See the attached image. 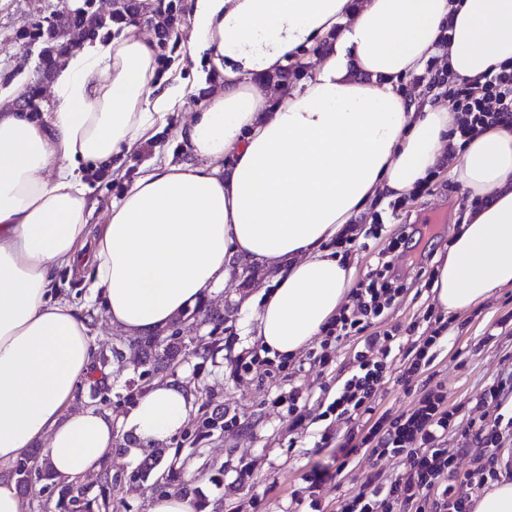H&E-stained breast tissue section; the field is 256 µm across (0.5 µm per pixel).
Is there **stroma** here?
<instances>
[{"label": "stroma", "instance_id": "35a3bbf8", "mask_svg": "<svg viewBox=\"0 0 512 512\" xmlns=\"http://www.w3.org/2000/svg\"><path fill=\"white\" fill-rule=\"evenodd\" d=\"M176 2L177 33L162 48L165 64L158 67L157 77L168 83L182 80V104L167 127L123 158L119 167L100 178L88 176L90 196L96 203L94 223H105L113 201L142 170L189 159L173 129L197 110L202 89L215 72L208 56L193 52L189 45L191 0ZM64 5V0H0V90L15 82L35 89L41 111L52 100V81L41 76L45 43L39 33ZM469 204L441 168L432 173L427 193L401 203L388 202L377 215L359 218L361 231L349 251L356 264V282L365 281L379 260L393 259L392 249L407 224L424 227L411 251L412 257L424 260L422 274L407 275L403 293L390 309L372 319L365 333L339 343L317 336L287 361L270 357L248 333L242 308L244 300L268 280V272L246 259L232 258V281L209 302L224 316L223 351L204 361L188 358L175 374L163 372L148 378L152 384L194 383L198 393L193 398V417L201 416L207 402L224 413L223 429L198 440L201 453L190 458L185 468L186 481L203 492L210 512H339L341 502L357 492L369 475L379 474L387 482L405 469V456L380 457L366 448L351 455L344 467L336 465V439L352 425L370 426V418L351 422L325 413L338 388L351 376L365 335L391 329L400 334L386 360L384 382L372 399L377 418L392 419L409 412L430 391L441 395L443 409L468 406L502 370L512 367V325L500 323L512 314L510 286L497 289L466 313L445 315L448 326L439 344L429 351L430 364L409 382L400 379L434 330V316L442 313L431 293L432 276ZM324 355L329 358L325 364L320 361ZM292 389L303 396L294 414L289 413L287 403ZM325 434L331 436V444H323ZM315 467L325 470L326 476L311 489L304 477Z\"/></svg>", "mask_w": 512, "mask_h": 512}]
</instances>
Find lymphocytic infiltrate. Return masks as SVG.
<instances>
[{
	"instance_id": "lymphocytic-infiltrate-1",
	"label": "lymphocytic infiltrate",
	"mask_w": 512,
	"mask_h": 512,
	"mask_svg": "<svg viewBox=\"0 0 512 512\" xmlns=\"http://www.w3.org/2000/svg\"><path fill=\"white\" fill-rule=\"evenodd\" d=\"M434 85L447 89L456 111L462 112L461 136L489 124L512 125V62L501 64L481 83L464 81L451 85L440 77ZM352 297L351 315L335 318L327 328L328 333L340 339L364 332L369 321L395 299L387 282L356 289ZM396 341V335L389 332L367 335L362 350L356 354L352 375L328 405L327 414L341 419L372 413L371 400L384 379V360ZM510 398L512 373L499 376L476 398L473 407L477 416L462 415L456 408L441 410L440 396L430 393L412 413L389 422L378 420L362 438L373 443L379 455L406 453L409 465L387 484L368 477L356 493L342 502L340 512H393L397 505L410 507L412 512H470L467 497L458 491V480L463 477L479 486L497 480L500 471L496 450L504 420L500 408ZM453 431L487 449L486 455L473 459L471 468L463 474L458 471L457 452L443 446L445 436Z\"/></svg>"
}]
</instances>
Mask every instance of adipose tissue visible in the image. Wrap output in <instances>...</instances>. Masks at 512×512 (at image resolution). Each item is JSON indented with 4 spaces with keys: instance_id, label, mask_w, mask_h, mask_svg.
<instances>
[{
    "instance_id": "ef3b65f1",
    "label": "adipose tissue",
    "mask_w": 512,
    "mask_h": 512,
    "mask_svg": "<svg viewBox=\"0 0 512 512\" xmlns=\"http://www.w3.org/2000/svg\"><path fill=\"white\" fill-rule=\"evenodd\" d=\"M444 35L451 76L483 79L512 60V0H194L190 45L224 82L175 130L192 159L141 174L96 230L84 173L182 102L181 85L156 79L155 43L132 27L83 41L55 71L49 111L0 95V468L38 446L59 478L79 480L100 472L119 426L157 445L188 421L184 390L160 383L121 423L78 405L95 349L55 292L77 263L112 328L140 337L219 294L243 256L273 273L244 304L247 329L287 360L354 285L331 242L375 198L409 195L444 166L476 205L436 269L435 301L465 312L512 286V126L452 151L455 113L399 89ZM319 44L303 84H259Z\"/></svg>"
}]
</instances>
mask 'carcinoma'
Masks as SVG:
<instances>
[{"instance_id":"1","label":"carcinoma","mask_w":512,"mask_h":512,"mask_svg":"<svg viewBox=\"0 0 512 512\" xmlns=\"http://www.w3.org/2000/svg\"><path fill=\"white\" fill-rule=\"evenodd\" d=\"M221 342L222 338L218 336L210 340L200 338L187 342L180 336L177 328L167 333L162 331L132 340V344L139 352L144 374L173 369L189 355L202 360L212 358L220 350ZM111 356L122 357V353L115 345L112 346L110 354L102 353L96 358L99 367L95 368V371L99 372L100 376L94 378L90 386L91 399H97L101 403L109 401L108 393L112 390L108 375L102 372V369L107 367ZM142 393L139 381L135 379L126 381L121 396L123 406L128 409L133 408ZM163 455L162 448H153L144 452L132 477L148 484L151 488L162 482L170 486H183L185 493L201 496L198 489L186 487L182 463L172 459L165 467H159ZM9 474L19 494L23 496L27 495L31 484L37 481L45 482L46 487L50 488L56 496V508L62 512H112L111 491L122 482L121 475L112 471V457L109 456L100 473L99 494L92 497L89 495V490L81 484L57 477L47 461L43 460V453L39 449L33 451L27 458L15 461Z\"/></svg>"}]
</instances>
